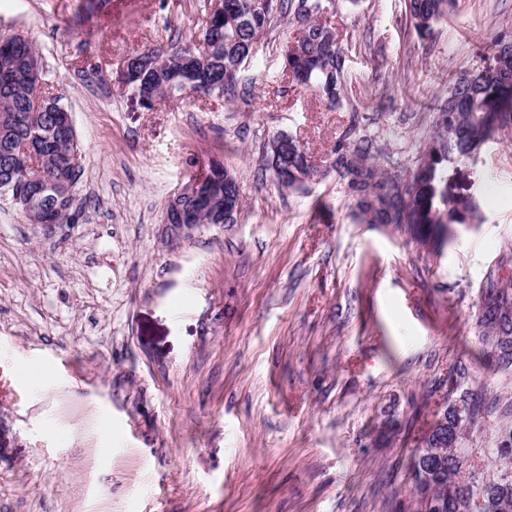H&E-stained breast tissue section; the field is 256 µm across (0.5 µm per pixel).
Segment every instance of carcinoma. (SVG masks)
Here are the masks:
<instances>
[{"label":"carcinoma","mask_w":512,"mask_h":512,"mask_svg":"<svg viewBox=\"0 0 512 512\" xmlns=\"http://www.w3.org/2000/svg\"><path fill=\"white\" fill-rule=\"evenodd\" d=\"M224 21H206L197 40L168 37L164 43L175 58L194 57L193 76L212 85L211 92L229 99L247 95L237 78L225 81L229 72H239L253 57L263 34L282 18L292 26V37L282 45L288 59L287 71L298 84L312 89L330 106L351 102L346 78L347 55L330 28L320 22L327 6L336 0H222ZM455 0H406L407 15L416 33L430 36L435 26L447 16ZM505 38L494 40L503 48L497 68L486 71L475 84L457 78L448 91V99L436 106L432 134L420 148V159L412 170L395 167L389 171L379 164L384 157L379 141L357 131L351 125L347 141L333 152L331 170L353 196L356 215L363 224H405L416 239L448 237L455 224L480 221L478 206L472 195L461 192L459 166L480 154L500 126L512 120V51L504 48ZM130 67L153 79L160 94L172 97L187 93L184 80L173 73V62L163 69L139 59ZM42 70L41 56L29 38L17 43L0 44V114L13 117V123L0 124V188L14 181L21 183L41 177L50 182L31 215L40 212L64 222L77 201L78 180L64 166L65 155L80 151L78 145L64 140L57 129L54 112L58 102L51 98L36 101L35 71ZM311 155L304 145L296 143L281 159V166L316 174L310 168ZM209 175L203 193L228 190L227 167L206 162ZM398 180L408 184L403 197L389 194L387 183ZM187 208L194 211L202 224H221L224 215L207 208L204 197L190 200ZM477 326L480 353L489 370L512 366V286L493 281L477 304ZM457 401L448 404V428L452 440L445 449L443 468L426 469L421 460L414 462L415 477L434 491L433 498L444 501L443 512H512V472L506 473L502 450L504 443L482 449L483 456H473L474 449L461 442L465 429L485 418V398L475 391L474 380L467 368H456Z\"/></svg>","instance_id":"cac0c4a2"}]
</instances>
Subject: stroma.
<instances>
[{"instance_id": "35a3bbf8", "label": "stroma", "mask_w": 512, "mask_h": 512, "mask_svg": "<svg viewBox=\"0 0 512 512\" xmlns=\"http://www.w3.org/2000/svg\"><path fill=\"white\" fill-rule=\"evenodd\" d=\"M80 2L0 0V32L33 39L72 114L83 210L48 229L0 198V512H409L411 453L461 359L496 405L463 445L495 446L512 375L471 358L487 275L512 282V126L464 166L482 222L438 249L357 221L336 175L281 188L261 152L286 131L328 166L356 118L412 168L434 102L512 37V0H457L430 39L404 0H338L355 115L286 78L284 20L247 96L145 109L124 60L198 34L209 0H107L69 27ZM211 157L238 180L236 223L167 236L168 198Z\"/></svg>"}]
</instances>
